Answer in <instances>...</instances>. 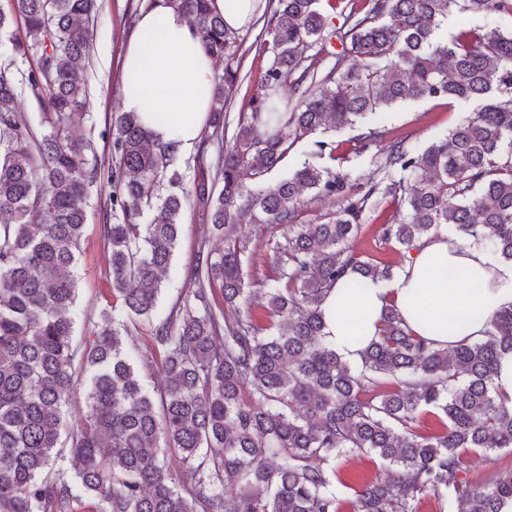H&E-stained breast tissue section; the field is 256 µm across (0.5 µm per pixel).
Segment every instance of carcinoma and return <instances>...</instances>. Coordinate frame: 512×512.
I'll use <instances>...</instances> for the list:
<instances>
[{
    "instance_id": "1",
    "label": "carcinoma",
    "mask_w": 512,
    "mask_h": 512,
    "mask_svg": "<svg viewBox=\"0 0 512 512\" xmlns=\"http://www.w3.org/2000/svg\"><path fill=\"white\" fill-rule=\"evenodd\" d=\"M206 52L224 60L198 152L218 141L215 163L185 185L179 152L158 144L131 112L112 116L110 164L72 119L88 106V48L98 0H8L22 22L12 55L0 59V512H78L72 482L54 468L69 445L74 479L97 512H342L335 463L374 454L388 477L354 491L351 512H501L512 501V469L481 482L458 477L464 455L512 448V399L492 385L512 352V307L484 335L452 348L414 333L384 310L377 336L348 324L359 360L325 340L322 304L348 281L344 309L367 279L389 281L395 264L356 248L371 207L394 210L380 240L409 258L442 227L512 262V31L462 27L441 38L452 13L512 18V0H268L270 54L258 92L227 135L224 107L246 79L237 31L209 0H174ZM340 10L335 27L325 7ZM338 41L336 63L324 69ZM33 60L26 70L20 64ZM289 85L294 98L279 91ZM27 88L50 127L37 135L18 112ZM446 98L473 106L448 136L417 151L368 117L407 100ZM354 132L356 149H379L378 174L360 183L348 157L314 135ZM311 141L308 159L278 183L255 184ZM113 186L103 224L112 296L160 357L162 381L127 349L131 331L112 310L73 338V274L91 189ZM308 191L336 203L320 222L299 223ZM207 222L188 293L153 316L181 234L183 209ZM151 213L150 223L140 220ZM288 226L264 269H245L244 217ZM224 250L210 248V237ZM221 291L222 302L215 292ZM391 378L382 399L370 389ZM84 385L77 425L66 408ZM426 408L442 432L416 427ZM174 451L182 478L165 456Z\"/></svg>"
}]
</instances>
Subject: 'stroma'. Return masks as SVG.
<instances>
[{"mask_svg": "<svg viewBox=\"0 0 512 512\" xmlns=\"http://www.w3.org/2000/svg\"><path fill=\"white\" fill-rule=\"evenodd\" d=\"M137 0H99L93 22V41L89 50L87 82L90 105L86 116L75 119L73 133L78 137L93 136L99 156H109V143L102 135L112 114L123 110V86L119 62L123 45L132 32L129 22L132 5ZM470 108L451 104L444 99L401 102L378 115L377 120L393 136L406 138L409 145L425 149L446 137L460 119L468 117ZM112 188L109 184L94 187L88 202V224L76 267L79 297L76 305V336H84L101 311L111 307L112 282L106 274L107 247L103 237L104 210ZM182 235L172 263L164 277L163 289L155 311L162 318L170 307L184 299L187 276L205 226L194 209H186L181 218Z\"/></svg>", "mask_w": 512, "mask_h": 512, "instance_id": "35a3bbf8", "label": "stroma"}]
</instances>
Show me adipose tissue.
Instances as JSON below:
<instances>
[{
    "label": "adipose tissue",
    "instance_id": "obj_1",
    "mask_svg": "<svg viewBox=\"0 0 512 512\" xmlns=\"http://www.w3.org/2000/svg\"><path fill=\"white\" fill-rule=\"evenodd\" d=\"M226 27H250L267 0H213ZM215 69L195 29L173 0H156L134 25L121 62L123 108L135 113L153 140L178 151L196 147L209 122ZM344 288L332 290L322 309L331 345L345 359L357 357L339 316ZM362 309L376 324L396 306L417 335L454 347L481 336L512 305V263L491 260L481 249L440 233L423 239L392 280L366 281Z\"/></svg>",
    "mask_w": 512,
    "mask_h": 512
}]
</instances>
